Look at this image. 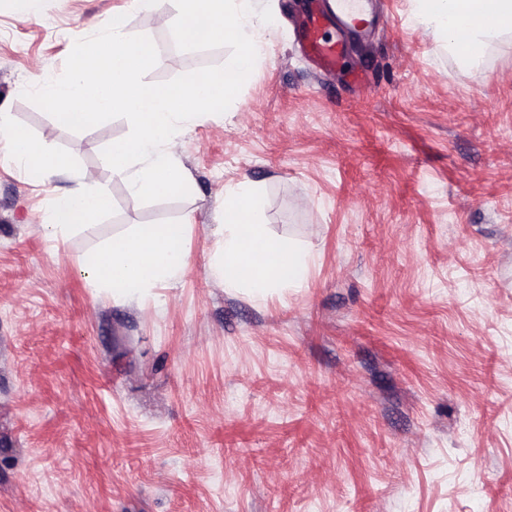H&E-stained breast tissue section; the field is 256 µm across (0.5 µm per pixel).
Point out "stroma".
Segmentation results:
<instances>
[{"mask_svg": "<svg viewBox=\"0 0 512 512\" xmlns=\"http://www.w3.org/2000/svg\"><path fill=\"white\" fill-rule=\"evenodd\" d=\"M303 2L256 0L240 93L166 146L189 196L144 204L102 157L127 120L76 133L23 90L115 15L159 47L149 83L229 49L179 51L173 0H0V113L71 165L34 180L0 154V512H512V38L468 69L390 0L331 78L297 48ZM245 181L310 256L302 287L211 278ZM80 182L111 210L47 240ZM139 224L185 225L178 281L80 275Z\"/></svg>", "mask_w": 512, "mask_h": 512, "instance_id": "obj_1", "label": "stroma"}]
</instances>
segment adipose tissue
<instances>
[{"instance_id": "1", "label": "adipose tissue", "mask_w": 512, "mask_h": 512, "mask_svg": "<svg viewBox=\"0 0 512 512\" xmlns=\"http://www.w3.org/2000/svg\"><path fill=\"white\" fill-rule=\"evenodd\" d=\"M417 25L432 31L466 68L479 66L487 47L512 33V0H417ZM0 150L8 152L28 175L44 179L64 174L66 162L46 153L7 113H0ZM112 207L106 188L78 186L58 195L43 231L49 239L75 226H87ZM181 224H141L130 234H113L81 275L99 288L128 297L157 282L178 280L184 269ZM224 247L210 266L213 278L229 289L263 297L283 285L300 286L307 259L297 245L266 232L258 190L244 183L224 194Z\"/></svg>"}]
</instances>
